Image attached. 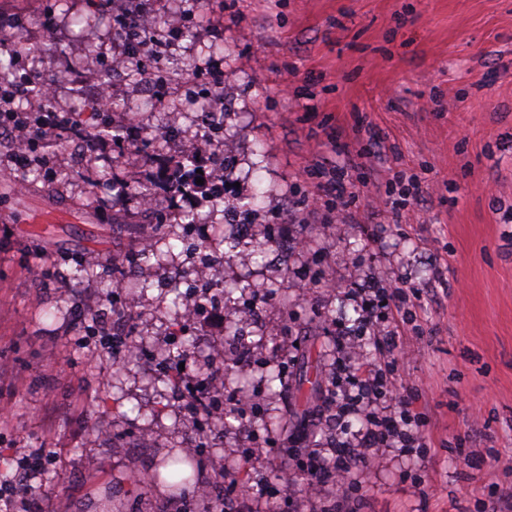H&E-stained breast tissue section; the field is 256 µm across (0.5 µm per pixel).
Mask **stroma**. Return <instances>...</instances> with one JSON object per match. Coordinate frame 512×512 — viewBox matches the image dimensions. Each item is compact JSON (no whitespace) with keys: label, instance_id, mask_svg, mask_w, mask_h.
Returning a JSON list of instances; mask_svg holds the SVG:
<instances>
[{"label":"stroma","instance_id":"35a3bbf8","mask_svg":"<svg viewBox=\"0 0 512 512\" xmlns=\"http://www.w3.org/2000/svg\"><path fill=\"white\" fill-rule=\"evenodd\" d=\"M120 0H0V43L26 44L30 76L55 78L65 109L87 115L117 44ZM183 24L153 61L155 95L131 90L128 67L112 85L109 124L144 116L165 140L200 126L213 104L207 81L177 82L194 68L224 79L225 141L239 158L233 198L264 191L243 251L276 235L305 240L277 264L225 265L215 289L198 294L191 247L228 214L202 199L198 224L158 243L162 261L134 263L143 227L138 196L119 193L66 164L62 141L35 144L50 165L31 170L38 187L18 192L0 175V465L11 449L52 448L57 469L43 477L45 512H305L287 484L300 483L311 452L330 456L335 423L321 415L334 369L337 324L358 317L345 292L379 279L416 288L399 315L401 340L421 358L400 363L412 380L427 433L418 461L382 448L373 483L349 492V512H512V0H157ZM182 92L167 99L173 83ZM108 139L98 172L146 181L147 151ZM420 175V194L401 223L384 202L399 178ZM334 181V202L364 192L336 222L330 207L305 215L298 204L317 182ZM130 260L115 287L111 260ZM91 265V274L76 271ZM320 283L306 293L297 272ZM269 296L264 328L242 317L254 293ZM143 302L138 358L100 352V317ZM200 300L184 321L175 297ZM256 351L224 378L236 402L232 428L192 412L187 381L206 389L215 367L211 340ZM184 348L179 361L166 352ZM281 383L269 384L271 374ZM292 424L317 432L282 468ZM193 443L197 475L181 490L147 481L160 456ZM263 464L237 470L252 487L224 501L213 458L235 467L249 449ZM478 460L471 467L460 452Z\"/></svg>","mask_w":512,"mask_h":512}]
</instances>
